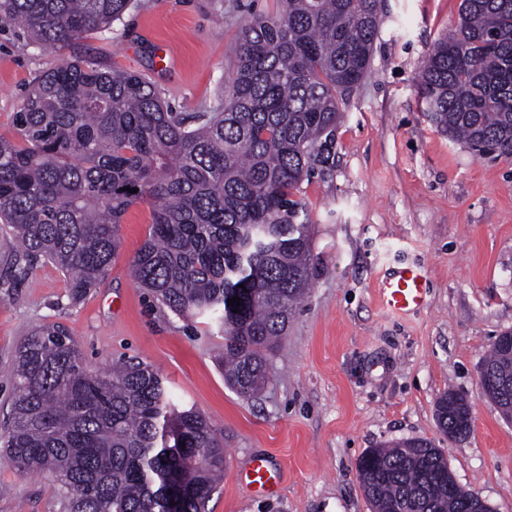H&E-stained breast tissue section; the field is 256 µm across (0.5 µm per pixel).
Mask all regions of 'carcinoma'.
<instances>
[{"mask_svg": "<svg viewBox=\"0 0 512 512\" xmlns=\"http://www.w3.org/2000/svg\"><path fill=\"white\" fill-rule=\"evenodd\" d=\"M234 44L236 70L215 112H175L145 75L64 59L38 75L0 135V222L25 263L41 257L81 298L107 276L138 201L152 230L131 263L139 287L180 316L209 315L224 338V382L250 399L311 288L316 257L295 198L334 159L351 92L371 66L382 0H280ZM132 0H0V15L55 50L109 29ZM423 112L476 154L512 161V0H461L459 22L421 70ZM138 192L132 193L130 189ZM240 298V304L229 299ZM239 312H234V309ZM481 392L512 418V347L493 346ZM440 431L466 437L468 401L436 403ZM6 453L60 485L68 512H207L224 448L207 419L180 410L156 369L84 364L69 329L37 326L18 348ZM371 512H464L448 460L427 439L358 459Z\"/></svg>", "mask_w": 512, "mask_h": 512, "instance_id": "1", "label": "carcinoma"}]
</instances>
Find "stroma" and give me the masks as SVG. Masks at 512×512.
Masks as SVG:
<instances>
[{"label": "stroma", "mask_w": 512, "mask_h": 512, "mask_svg": "<svg viewBox=\"0 0 512 512\" xmlns=\"http://www.w3.org/2000/svg\"><path fill=\"white\" fill-rule=\"evenodd\" d=\"M460 2L383 0L371 69L350 95L333 164L300 185L317 265L255 398L225 385L223 340L210 318L174 314L131 278L150 203L127 209L108 275L77 302L52 263L14 273L18 244L0 224V433L19 346L36 326L59 322L89 369L124 357L148 363L175 402L209 420L226 466L207 512H371L357 461L406 438L435 443L463 488L491 512H512V422L478 385L494 340L512 330V164L448 138L418 94L420 70ZM279 8V0H134L109 30L55 53L0 21V134L11 135L35 78L74 56L147 75L175 111L217 109L242 25ZM404 265L426 271L427 303L397 317L382 309L376 284ZM450 388L472 404V430L459 441L436 422V400ZM256 456L281 471L273 495L236 480ZM0 512L66 510L51 479L20 473L0 447Z\"/></svg>", "instance_id": "35a3bbf8"}]
</instances>
